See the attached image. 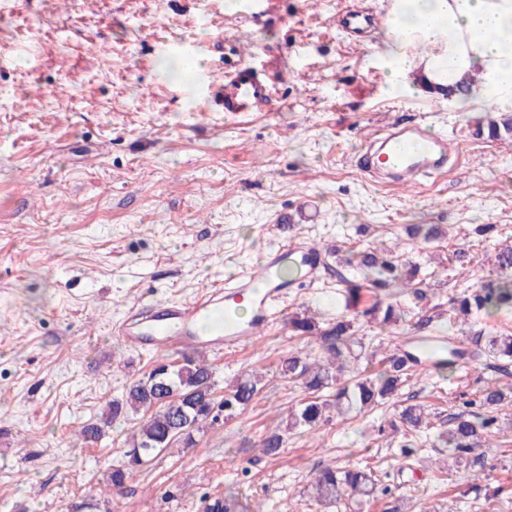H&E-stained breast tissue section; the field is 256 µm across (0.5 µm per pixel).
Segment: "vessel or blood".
Here are the masks:
<instances>
[{
    "label": "vessel or blood",
    "mask_w": 512,
    "mask_h": 512,
    "mask_svg": "<svg viewBox=\"0 0 512 512\" xmlns=\"http://www.w3.org/2000/svg\"><path fill=\"white\" fill-rule=\"evenodd\" d=\"M225 48L224 78L209 83V91L229 116L263 111L273 101L271 79L239 55L234 41H226ZM452 158L448 135L432 133L419 121L375 131L359 162L378 182L419 184L446 172ZM294 256L302 264L303 279L316 280L324 263L322 254L283 245L245 266L234 280L214 283L191 301L130 308L114 323L113 332L130 348L157 353L220 351L227 345L249 344L273 319V309L285 289L275 272ZM244 301L250 305L248 320L232 319V311Z\"/></svg>",
    "instance_id": "vessel-or-blood-1"
}]
</instances>
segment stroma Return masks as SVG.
<instances>
[{"label":"stroma","mask_w":512,"mask_h":512,"mask_svg":"<svg viewBox=\"0 0 512 512\" xmlns=\"http://www.w3.org/2000/svg\"><path fill=\"white\" fill-rule=\"evenodd\" d=\"M392 0H0V512H69L91 500L100 512H205L233 490L262 512H346L310 500L329 465L364 450L402 512H486L465 491V470L421 443L403 458L389 432L398 407L420 403L433 425L456 395L512 385V362L466 357L456 370H418L399 397L371 412L331 418L317 434H290L278 456L262 454L267 431L304 396L276 372L306 343L289 333L301 315L319 327L342 314L328 272L295 283L285 309L247 349L207 355L221 381L267 374L242 415L197 433L105 493L132 434L116 422L101 439L76 431L125 385L146 376L155 354L125 347L111 320L134 304L190 298L271 247L295 240L338 252L391 246L418 265L425 302L402 299L391 337L357 318L367 353L405 346L421 308L448 314L449 297L490 273L512 246V139L476 135L481 113L460 102L391 88L379 52L385 31L350 36L341 11L384 16ZM274 75L268 111L231 119L209 97L160 69L162 57L197 54L224 65L225 38ZM426 121L448 133L458 159L417 188L372 182L357 166L364 140L384 124ZM436 224L424 242L411 225ZM483 224L497 225L491 237ZM464 252L465 276H448ZM481 453L497 512H512V407Z\"/></svg>","instance_id":"stroma-1"}]
</instances>
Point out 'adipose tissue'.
I'll use <instances>...</instances> for the list:
<instances>
[{
	"label": "adipose tissue",
	"mask_w": 512,
	"mask_h": 512,
	"mask_svg": "<svg viewBox=\"0 0 512 512\" xmlns=\"http://www.w3.org/2000/svg\"><path fill=\"white\" fill-rule=\"evenodd\" d=\"M385 26L390 85L512 112V0H394Z\"/></svg>",
	"instance_id": "obj_1"
}]
</instances>
